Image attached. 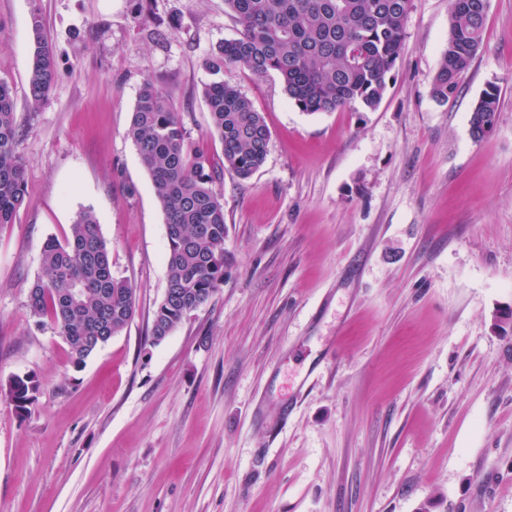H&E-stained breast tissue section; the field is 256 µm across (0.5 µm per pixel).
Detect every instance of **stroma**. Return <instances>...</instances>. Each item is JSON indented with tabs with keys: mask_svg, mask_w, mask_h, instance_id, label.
<instances>
[{
	"mask_svg": "<svg viewBox=\"0 0 512 512\" xmlns=\"http://www.w3.org/2000/svg\"><path fill=\"white\" fill-rule=\"evenodd\" d=\"M57 77L27 104L31 21ZM224 0H0V80L25 201L0 226V512H512V0L447 104L448 0H413L375 110L308 114L275 74L224 70L270 129L222 172L224 286L152 343L165 216L127 138L144 79L207 138ZM497 123L473 140L488 85ZM91 210L136 313L84 364L29 312L45 241ZM39 383L34 375H15L8 381L5 396L20 415L27 414L35 403Z\"/></svg>",
	"mask_w": 512,
	"mask_h": 512,
	"instance_id": "obj_1",
	"label": "stroma"
}]
</instances>
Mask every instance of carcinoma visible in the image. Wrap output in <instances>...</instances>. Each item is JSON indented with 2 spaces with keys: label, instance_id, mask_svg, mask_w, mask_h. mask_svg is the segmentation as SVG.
Returning a JSON list of instances; mask_svg holds the SVG:
<instances>
[{
  "label": "carcinoma",
  "instance_id": "1",
  "mask_svg": "<svg viewBox=\"0 0 512 512\" xmlns=\"http://www.w3.org/2000/svg\"><path fill=\"white\" fill-rule=\"evenodd\" d=\"M239 27L208 61L219 73L244 67L275 73L291 102L307 113L359 105L375 109L405 43L412 0H224ZM490 0H448V44L432 83L436 101L459 90L461 76L478 54ZM34 49L28 73V103L43 104L56 80L53 51L39 14L32 16ZM209 136L219 140L224 168L249 177L266 158L270 130L264 116L238 88L224 80L204 85ZM500 90L490 85L470 116L471 136L483 139L497 122ZM127 136L137 148L166 218L167 290L152 319L150 335L164 336L224 285V197L219 172L185 126L167 91L143 81ZM20 129L10 85L0 81V224H11L24 202ZM85 294L73 301L70 289ZM136 289L112 274L110 249L92 211L77 213L64 241L48 239L41 274L29 291L31 315L50 323L80 365L135 314ZM39 383L15 375L5 396L24 415L35 403Z\"/></svg>",
  "mask_w": 512,
  "mask_h": 512
}]
</instances>
